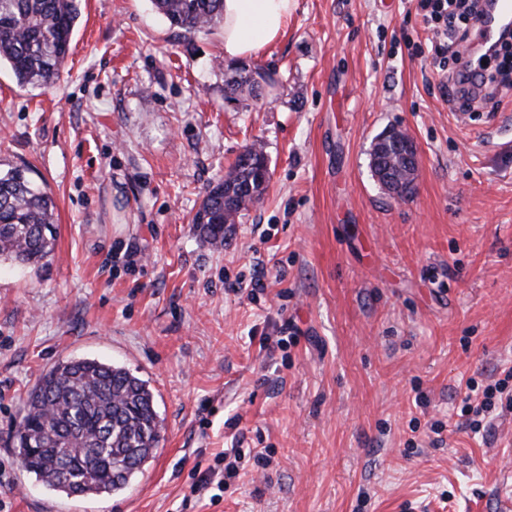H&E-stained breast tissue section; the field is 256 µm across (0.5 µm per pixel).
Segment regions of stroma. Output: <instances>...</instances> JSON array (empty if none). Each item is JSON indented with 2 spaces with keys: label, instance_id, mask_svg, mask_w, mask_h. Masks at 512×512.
I'll use <instances>...</instances> for the list:
<instances>
[{
  "label": "stroma",
  "instance_id": "1",
  "mask_svg": "<svg viewBox=\"0 0 512 512\" xmlns=\"http://www.w3.org/2000/svg\"><path fill=\"white\" fill-rule=\"evenodd\" d=\"M416 5L296 0L248 61L278 78L256 102L225 96L219 27L179 34L150 0H82L54 84L0 68V170L29 166L57 221L46 265L0 263L8 512H512V409L460 418L467 382L512 368V95L459 121ZM392 127L418 154L402 198L369 169ZM255 142L265 199L211 246L193 218ZM70 358L147 380L164 422L107 497L58 498L14 448ZM231 446L238 478L192 496ZM246 148H252V149L256 150V153H255L256 157L261 156L263 158H267L266 154L264 153L265 151H264L263 147L259 144L253 143V144L247 146ZM246 148L240 153L243 157L244 164L254 166L255 174H256V181L265 183L270 177L269 164L264 160L256 162L255 155L250 153L249 150Z\"/></svg>",
  "mask_w": 512,
  "mask_h": 512
}]
</instances>
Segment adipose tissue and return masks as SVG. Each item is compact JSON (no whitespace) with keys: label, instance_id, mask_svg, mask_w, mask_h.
Masks as SVG:
<instances>
[{"label":"adipose tissue","instance_id":"ef3b65f1","mask_svg":"<svg viewBox=\"0 0 512 512\" xmlns=\"http://www.w3.org/2000/svg\"><path fill=\"white\" fill-rule=\"evenodd\" d=\"M295 0H224V58L254 57L286 32Z\"/></svg>","mask_w":512,"mask_h":512}]
</instances>
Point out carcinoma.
Listing matches in <instances>:
<instances>
[{"label": "carcinoma", "instance_id": "obj_1", "mask_svg": "<svg viewBox=\"0 0 512 512\" xmlns=\"http://www.w3.org/2000/svg\"><path fill=\"white\" fill-rule=\"evenodd\" d=\"M170 27L194 33L224 21V0H151ZM80 16V0H0V63L22 86L60 76ZM232 98L257 99L248 77L227 85ZM26 166L0 172V262L48 261L56 244L55 203ZM252 170L236 161L205 192L194 223L224 242V217L261 201ZM164 430L148 382L96 359L60 360L28 391L13 431L25 471L68 497L125 490L154 458Z\"/></svg>", "mask_w": 512, "mask_h": 512}]
</instances>
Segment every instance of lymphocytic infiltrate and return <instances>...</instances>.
Instances as JSON below:
<instances>
[{
  "instance_id": "lymphocytic-infiltrate-1",
  "label": "lymphocytic infiltrate",
  "mask_w": 512,
  "mask_h": 512,
  "mask_svg": "<svg viewBox=\"0 0 512 512\" xmlns=\"http://www.w3.org/2000/svg\"><path fill=\"white\" fill-rule=\"evenodd\" d=\"M483 0H419L422 22L432 31L431 65L439 85L448 93L453 111L472 112L480 103L489 102L502 92L512 91V35L486 59L479 72L465 68L462 43L473 41L474 18ZM461 415L472 432H480L486 417L497 404L512 406V370L503 379L481 387L470 385Z\"/></svg>"
}]
</instances>
